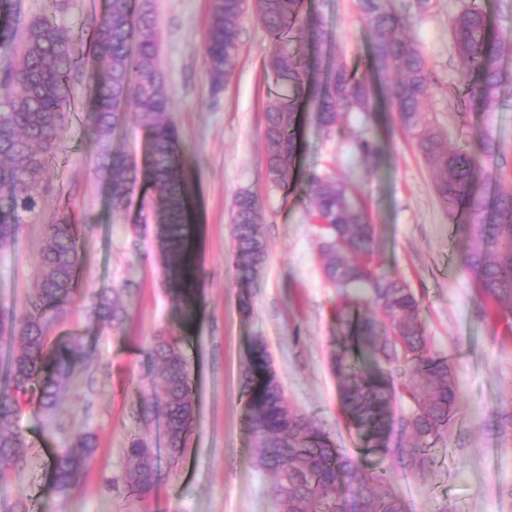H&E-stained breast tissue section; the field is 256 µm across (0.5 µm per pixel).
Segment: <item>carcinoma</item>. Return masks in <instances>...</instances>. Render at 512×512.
<instances>
[{
    "label": "carcinoma",
    "instance_id": "cac0c4a2",
    "mask_svg": "<svg viewBox=\"0 0 512 512\" xmlns=\"http://www.w3.org/2000/svg\"><path fill=\"white\" fill-rule=\"evenodd\" d=\"M62 0L39 16L0 26V48L8 62L0 68V251L16 241L22 225L42 212L56 193L46 178L48 160L56 154L65 115L71 108L76 78L90 72L87 130L104 145L133 107L148 131L150 147L143 162L125 155H100L99 168L109 183L112 208L132 201L140 184L152 195L142 198L144 219L156 225L157 251L168 291L186 322L199 314L198 271L192 255L199 228L191 223L188 187L179 167V133L168 120L169 94L159 66V39L151 0H108L105 12L86 28V49L76 52V36L58 18ZM253 6L268 33L282 44H295L268 59L275 82L288 85V97L271 99L265 109L266 177L286 188L296 165L297 104L314 106L322 127L332 132L343 115L362 112L371 119L372 89L342 62L324 73L309 53L320 40L316 14L305 0H211L203 35V61L215 87L235 66L239 19ZM372 49V70L386 104L402 129L416 140L426 163L438 173L437 196L453 216L466 211L468 245L462 263L488 305L483 313L512 316V190H489L497 145L487 133L468 148L450 149L446 138L427 120L425 100L431 75L417 42L400 34L402 17L389 0H360ZM458 73L469 102L492 110L507 74L502 67L503 42L474 4L453 20ZM316 217L325 225L324 275L343 290L369 289L375 311L357 320L353 341L369 364L352 361L348 349L337 352L332 368L343 381L341 404L348 420L376 449L393 454L404 469L427 464L425 443L447 425L457 405L448 362L427 354V336L419 319V301L402 279L379 272L375 227L364 204L344 182L314 174L308 180ZM262 215L255 197L237 196L232 217L238 270L249 276L264 263L267 244L260 233ZM81 241L65 210L44 225L42 276L17 316L0 310V339L19 340L0 381V477L25 459L26 442L17 428L23 413L19 397L53 415L62 393L73 383L84 345L79 337L49 344L42 324L62 311L77 290ZM124 313L123 289L94 304L92 314L116 329ZM151 356L161 365V394L146 395L137 417L143 423L160 417L166 446L177 456L193 417L192 378L187 357L174 336H158ZM247 412L259 441V464L275 476L272 487L278 512H403L402 501L387 478L364 470L331 443L305 416L293 409L271 368L265 344L253 342L242 373ZM397 398L412 405L400 420L411 442L387 447L395 421ZM131 462L125 482L147 493L157 474L155 449L134 436L125 448ZM95 448L85 433H75L51 460L55 487L65 491L91 469Z\"/></svg>",
    "mask_w": 512,
    "mask_h": 512
}]
</instances>
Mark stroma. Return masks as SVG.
<instances>
[{
  "mask_svg": "<svg viewBox=\"0 0 512 512\" xmlns=\"http://www.w3.org/2000/svg\"><path fill=\"white\" fill-rule=\"evenodd\" d=\"M473 3L502 36V64L512 71V0H430L424 11L417 0H391L431 71L430 118L452 148L483 132L495 138L500 156L493 183L510 188L512 83L504 85L497 107L483 112L466 101L458 80L451 20ZM307 6L320 20L322 66L340 60L370 78L359 0H307ZM152 7L191 219L202 226L194 255L200 314L192 324L182 322L139 202L113 210L98 168L100 146L83 118L88 82H75L62 149L47 169L60 194L47 198L39 219L22 225L15 244L0 252V307L24 311L40 281L43 226L68 207L83 240L78 289L62 315L45 321L43 333L52 342L82 336L85 357L58 421L25 407L18 427L27 462L0 478V512H14L21 502L28 512H278L270 494L274 477L259 465L258 440L244 408L241 372L258 336L289 402L336 447L387 474L405 512H512V318L483 316L461 261L465 231L439 201L436 175L414 139L385 110L368 122L361 113H347L329 134L313 108L303 107L297 179L286 189L271 187L263 131L267 102L283 92L266 73L277 43L256 14L246 12L236 65L217 90L202 58L209 0H152ZM358 136L373 141L376 152L359 154ZM313 172L334 175L362 197L384 272L416 292L428 351L448 361L458 403L447 428L427 443L431 461L424 474L369 451L341 408L340 381L330 366L344 334L336 312L348 305L368 316L374 307L366 291L342 295L323 273L324 233L305 192ZM242 192L252 193L261 207L268 245L263 268L249 280L234 264L231 216ZM121 285L128 288L126 317L112 329L92 316V305L105 289ZM159 335L180 339L193 376V422L174 463L164 449L161 421L142 426L132 417L140 396L161 389L160 368L150 355ZM73 432L94 436L95 462L80 483L61 493L49 461ZM137 434L156 448L161 470L146 495L124 482L125 449Z\"/></svg>",
  "mask_w": 512,
  "mask_h": 512,
  "instance_id": "1",
  "label": "stroma"
}]
</instances>
